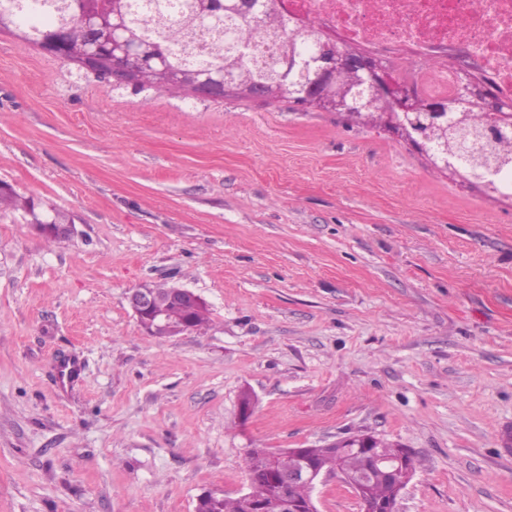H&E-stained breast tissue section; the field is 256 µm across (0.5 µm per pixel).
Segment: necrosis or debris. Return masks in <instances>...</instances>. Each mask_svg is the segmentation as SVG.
Instances as JSON below:
<instances>
[{
    "label": "necrosis or debris",
    "mask_w": 512,
    "mask_h": 512,
    "mask_svg": "<svg viewBox=\"0 0 512 512\" xmlns=\"http://www.w3.org/2000/svg\"><path fill=\"white\" fill-rule=\"evenodd\" d=\"M293 25H312L371 56L417 60L421 97L457 85L455 59L478 64L500 100L512 101V0H277Z\"/></svg>",
    "instance_id": "1"
}]
</instances>
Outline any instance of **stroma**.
I'll return each instance as SVG.
<instances>
[{
  "label": "stroma",
  "instance_id": "obj_1",
  "mask_svg": "<svg viewBox=\"0 0 512 512\" xmlns=\"http://www.w3.org/2000/svg\"><path fill=\"white\" fill-rule=\"evenodd\" d=\"M0 512H194L368 432L399 512H512V200L342 112L113 90L0 31ZM200 295L167 338L126 296ZM255 398L239 420L243 392Z\"/></svg>",
  "mask_w": 512,
  "mask_h": 512
}]
</instances>
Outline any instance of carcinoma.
I'll return each mask as SVG.
<instances>
[{
    "mask_svg": "<svg viewBox=\"0 0 512 512\" xmlns=\"http://www.w3.org/2000/svg\"><path fill=\"white\" fill-rule=\"evenodd\" d=\"M92 9L94 6L81 0H0V30H14L21 41L37 46L44 33L66 31L70 50L78 54L87 43L101 37V32L77 23L81 12ZM116 10L125 36L145 54L155 46L163 49L162 60L148 63L138 57L114 62L112 53L101 52L98 72L112 76L113 88H130L134 94L153 91L171 98L188 91L203 94L204 85L222 73L226 96L242 94L269 103L286 100L306 111L322 110V102L336 95V76L318 67V55L338 50L346 55L347 66L353 68L362 59L358 49L331 42L313 26H290L275 0H157L148 7L140 0H119ZM257 39L274 43L276 50L251 56ZM341 81L350 84L351 93L360 90L361 111H394L381 87L354 84L347 74ZM296 83L309 86L316 98L294 99L290 87ZM468 112L467 118L439 129L428 128L419 113L405 118L399 114L397 118L408 131L406 140L410 143L426 137L437 156L434 166L440 167L443 159L452 157L456 172L464 179L499 190V184L484 182L485 170L512 169V131H493L494 145L488 150L484 144L485 98L480 96L473 101ZM2 205L27 213L33 209L34 201L14 191L0 192ZM153 290L172 325L188 323L200 329L209 322L208 308L189 309L171 297V286L157 285ZM340 459L346 472L356 474L365 468L364 452L356 448L346 449ZM245 469L249 493L245 497L222 498L220 512H257L258 507L270 504L277 496L263 452L246 456ZM369 490L379 502H387L395 494L393 484L380 472L369 478Z\"/></svg>",
    "mask_w": 512,
    "mask_h": 512,
    "instance_id": "1",
    "label": "carcinoma"
}]
</instances>
